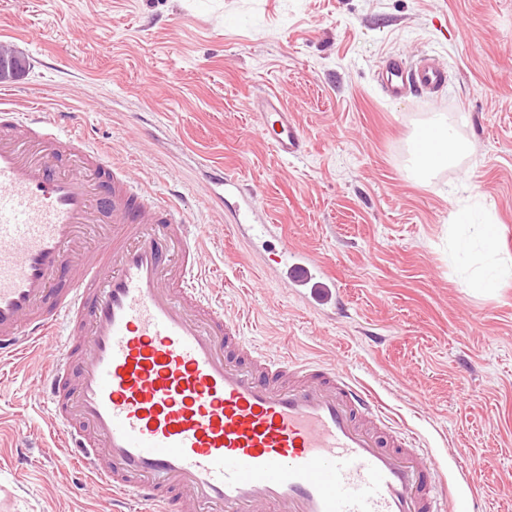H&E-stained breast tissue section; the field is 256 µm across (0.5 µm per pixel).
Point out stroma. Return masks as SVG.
<instances>
[{"mask_svg": "<svg viewBox=\"0 0 512 512\" xmlns=\"http://www.w3.org/2000/svg\"><path fill=\"white\" fill-rule=\"evenodd\" d=\"M13 80L199 225L200 286L257 347L337 365L440 465L453 512H512V280L468 288L452 214L512 230V0H0ZM434 59L441 89L384 96L390 56ZM277 93L308 140L282 158L249 102ZM441 112L469 152L407 178L411 138ZM224 165L288 247L327 263L336 309L307 304L233 234L208 188ZM51 346L0 366V512H107L112 490L59 468L40 378Z\"/></svg>", "mask_w": 512, "mask_h": 512, "instance_id": "35a3bbf8", "label": "stroma"}]
</instances>
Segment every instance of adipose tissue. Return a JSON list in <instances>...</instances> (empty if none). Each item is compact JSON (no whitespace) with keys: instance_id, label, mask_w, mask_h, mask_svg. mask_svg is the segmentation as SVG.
Masks as SVG:
<instances>
[{"instance_id":"obj_1","label":"adipose tissue","mask_w":512,"mask_h":512,"mask_svg":"<svg viewBox=\"0 0 512 512\" xmlns=\"http://www.w3.org/2000/svg\"><path fill=\"white\" fill-rule=\"evenodd\" d=\"M467 149V143L457 138L442 113H431L413 138L412 155L415 165L409 175L421 179L432 170L447 167Z\"/></svg>"}]
</instances>
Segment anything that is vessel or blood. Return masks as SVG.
<instances>
[{
	"label": "vessel or blood",
	"mask_w": 512,
	"mask_h": 512,
	"mask_svg": "<svg viewBox=\"0 0 512 512\" xmlns=\"http://www.w3.org/2000/svg\"><path fill=\"white\" fill-rule=\"evenodd\" d=\"M395 57L385 94L437 89ZM262 140L308 142L281 98L252 99ZM87 137L0 101V362L63 332L40 396L64 450L143 512H448L439 467L334 365L251 346L199 286L200 237L178 208ZM244 235L254 191L210 185ZM290 287L333 298L322 264L285 253Z\"/></svg>",
	"instance_id": "obj_1"
}]
</instances>
